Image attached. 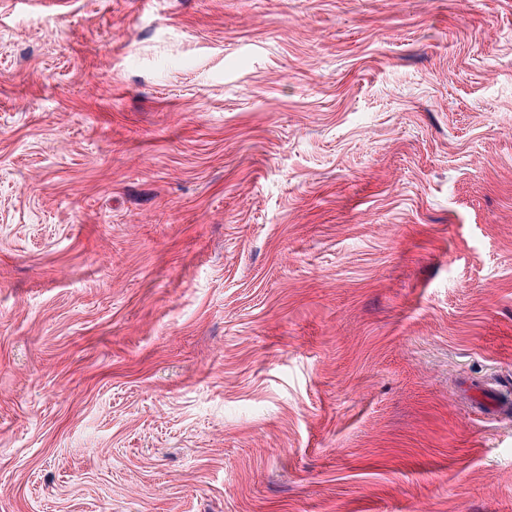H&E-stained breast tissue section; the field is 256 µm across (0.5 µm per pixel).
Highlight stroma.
Listing matches in <instances>:
<instances>
[{"label":"stroma","mask_w":512,"mask_h":512,"mask_svg":"<svg viewBox=\"0 0 512 512\" xmlns=\"http://www.w3.org/2000/svg\"><path fill=\"white\" fill-rule=\"evenodd\" d=\"M512 0H0V512H512Z\"/></svg>","instance_id":"obj_1"}]
</instances>
